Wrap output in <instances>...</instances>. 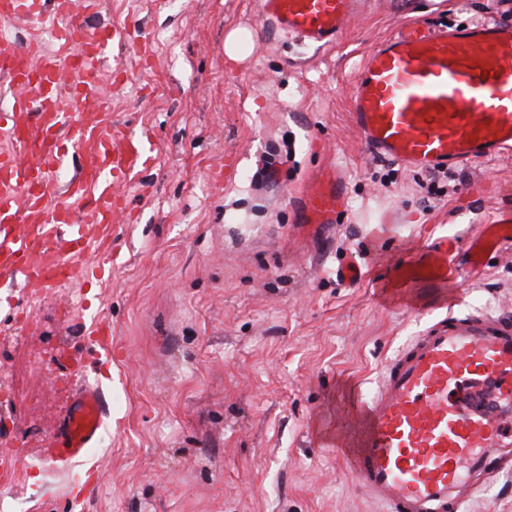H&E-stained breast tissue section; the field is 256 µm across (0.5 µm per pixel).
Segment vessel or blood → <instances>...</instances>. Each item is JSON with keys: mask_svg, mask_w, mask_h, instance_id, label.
I'll use <instances>...</instances> for the list:
<instances>
[{"mask_svg": "<svg viewBox=\"0 0 512 512\" xmlns=\"http://www.w3.org/2000/svg\"><path fill=\"white\" fill-rule=\"evenodd\" d=\"M355 0H259L275 32L315 47L335 41ZM97 0H0V131L14 150L0 151V283L44 294L68 283L74 260L111 254L110 224L124 211L112 182L145 169L155 147L145 136H117L94 117L104 105L102 74L125 73L119 49L128 28L88 32L84 14ZM25 22L26 44L1 31ZM351 119L369 150L416 170L453 167L512 150V26L495 21L465 28L404 26L365 58L356 80ZM82 147L77 175L64 193L93 196L94 221L50 205L55 175L71 149ZM347 188L335 165L304 187L297 209L302 232L313 236L337 223ZM512 241V225L497 220L469 241L467 265ZM460 276L451 240L422 245L395 278L416 294L420 310ZM88 341L59 337L50 370L70 379L89 362L112 359V329L92 319ZM69 403L37 454L64 470L96 444L103 422L102 390L70 385ZM321 446L347 460L363 488L391 512H461L464 494L512 468V319L431 320L391 359L380 385L357 396L345 429L319 424Z\"/></svg>", "mask_w": 512, "mask_h": 512, "instance_id": "1", "label": "vessel or blood"}]
</instances>
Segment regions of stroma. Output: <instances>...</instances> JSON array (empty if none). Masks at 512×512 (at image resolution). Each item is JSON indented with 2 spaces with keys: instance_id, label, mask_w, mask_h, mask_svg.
Wrapping results in <instances>:
<instances>
[{
  "instance_id": "obj_1",
  "label": "stroma",
  "mask_w": 512,
  "mask_h": 512,
  "mask_svg": "<svg viewBox=\"0 0 512 512\" xmlns=\"http://www.w3.org/2000/svg\"><path fill=\"white\" fill-rule=\"evenodd\" d=\"M86 24L131 27L133 79L113 80L99 121L156 145L122 181L126 211L99 283L53 293L23 327L0 312L21 434V489L0 512H384L347 461L318 445L313 420L338 413L346 382L373 391L427 322L410 314L394 266L420 243L457 242L460 316H512V244L466 271L481 225L512 212V153L446 177L374 156L350 112L357 72L408 22L512 25V0H356L334 46L269 37L256 0H98ZM246 36L233 56L231 33ZM272 162V181L259 171ZM338 166L349 209L313 240L294 224L304 184ZM352 263L364 277L336 276ZM112 326V386L100 439L70 471L40 465L36 442L64 405L47 363L67 305ZM93 497L71 501L89 470ZM464 512H512V471L493 475Z\"/></svg>"
}]
</instances>
